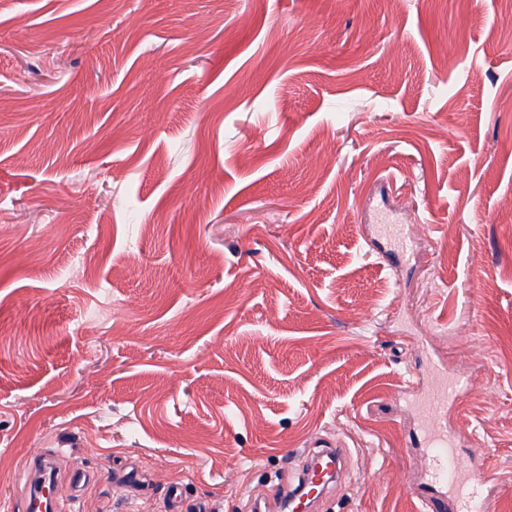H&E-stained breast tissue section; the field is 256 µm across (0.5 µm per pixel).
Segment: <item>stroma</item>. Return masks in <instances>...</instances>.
<instances>
[{"label":"stroma","instance_id":"stroma-1","mask_svg":"<svg viewBox=\"0 0 512 512\" xmlns=\"http://www.w3.org/2000/svg\"><path fill=\"white\" fill-rule=\"evenodd\" d=\"M0 325V512H423L433 367L512 512V0H0ZM332 447V444L326 445V448H322L311 458L307 456L299 470L297 484L288 493L290 512H311L310 505L323 498L327 483L343 471L347 449ZM55 465L54 460L41 451H34L28 460L24 478V510L26 512H76L77 495L72 494L68 501H63L50 490L52 499L49 501L43 491L36 485L37 476L47 467Z\"/></svg>","mask_w":512,"mask_h":512}]
</instances>
